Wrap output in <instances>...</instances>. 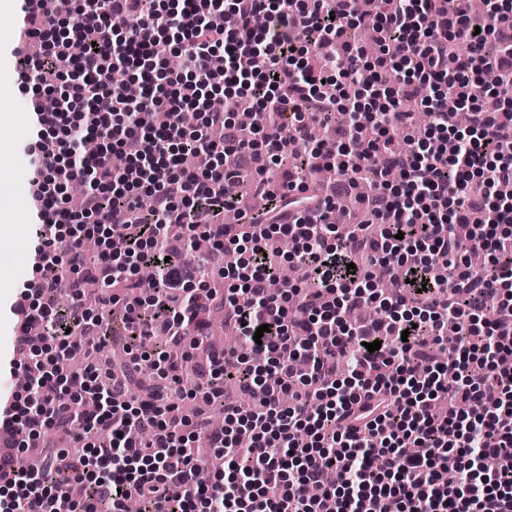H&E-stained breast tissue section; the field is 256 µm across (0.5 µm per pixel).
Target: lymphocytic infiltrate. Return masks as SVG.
Here are the masks:
<instances>
[{
	"label": "lymphocytic infiltrate",
	"mask_w": 512,
	"mask_h": 512,
	"mask_svg": "<svg viewBox=\"0 0 512 512\" xmlns=\"http://www.w3.org/2000/svg\"><path fill=\"white\" fill-rule=\"evenodd\" d=\"M378 2L77 0L62 25L52 12L25 10L16 42L41 49L14 65L37 90L55 91L69 42L85 49L75 61L79 87L53 111L34 109L37 246L22 302L9 312L42 334H19L24 357L8 362L29 380L0 399V431L16 449L0 461V483L12 491L0 512H124L132 497L145 512L201 504L207 512H388L394 499L400 512H512V372L501 367L512 358V198L504 194L512 138L501 134L512 127V15L491 5L476 30L465 8L448 11L445 0H400L394 12ZM348 24L378 31L375 61L344 39ZM323 47L332 53L320 67L300 65L299 56ZM176 48L183 64L170 76L163 61ZM117 68L132 69L130 85L113 84ZM383 68L393 83L381 81ZM228 87L257 111L250 139L231 110L204 104ZM409 98L430 112L431 126L403 152L394 133L413 124L401 108ZM452 101L469 112L468 125L457 124ZM141 108L156 113L152 126L133 123ZM340 115L336 139L312 143L309 121L335 124ZM284 121L288 141L277 130ZM214 128L223 145L208 142ZM128 147L127 166L114 170L113 150ZM201 148L211 157L203 170L188 163ZM228 151L263 165L248 176L225 163ZM319 166L337 173L322 198L269 189L273 171L292 188ZM359 167L373 173L364 203L378 231L356 224L340 236L328 215ZM84 174L93 187L70 204L68 186ZM244 181L265 197L263 211L245 227L221 223L234 204L225 185ZM172 224L202 231L213 254L233 255L224 276L239 282L248 305L197 286L193 242L172 241ZM275 235L287 239L306 286L270 292L284 262L267 253ZM89 238L98 243L92 262ZM439 253L448 259L443 272L433 263ZM147 265L156 284L144 297L137 275ZM90 279L129 289L133 338L126 360L108 371L70 337L98 335L105 319L82 302ZM217 301L251 358L227 351L211 359L205 395L219 397V378L230 375L257 401L249 412L225 407V422L238 426L229 434L174 402L187 362L164 360L150 397L134 390L143 340L160 327L181 343L185 329L204 330L200 310ZM372 303L385 315L382 342L373 327L346 321ZM491 306L499 316L490 324ZM264 324L268 332L255 339ZM425 336L440 358L423 351ZM374 341L380 349L368 351ZM45 428L87 448L66 473L41 464L48 485L36 493L22 450ZM201 439L221 466L193 454ZM445 471L459 482L444 484Z\"/></svg>",
	"instance_id": "f902f5d3"
}]
</instances>
